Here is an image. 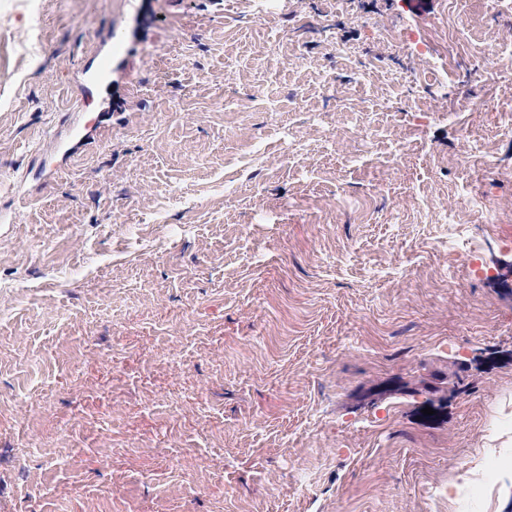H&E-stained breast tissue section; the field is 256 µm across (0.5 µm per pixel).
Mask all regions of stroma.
<instances>
[{"instance_id":"1","label":"stroma","mask_w":512,"mask_h":512,"mask_svg":"<svg viewBox=\"0 0 512 512\" xmlns=\"http://www.w3.org/2000/svg\"><path fill=\"white\" fill-rule=\"evenodd\" d=\"M505 112L512 0H0V512H512ZM445 223H448V247L460 251L472 259L476 258L477 247L469 240L463 231L462 225L454 211L445 216Z\"/></svg>"}]
</instances>
